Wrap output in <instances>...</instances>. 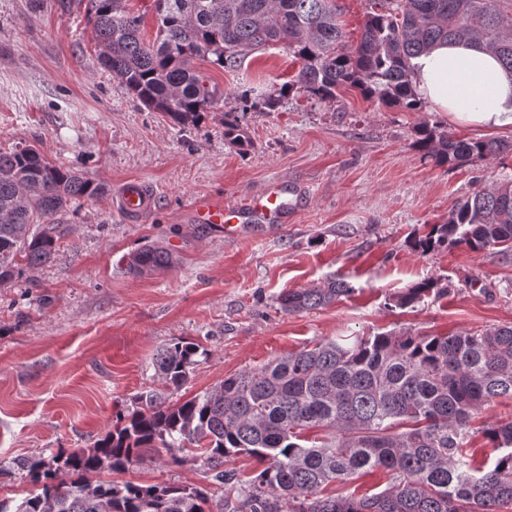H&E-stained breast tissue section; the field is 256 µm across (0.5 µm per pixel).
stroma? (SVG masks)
<instances>
[{
  "label": "stroma",
  "instance_id": "stroma-1",
  "mask_svg": "<svg viewBox=\"0 0 512 512\" xmlns=\"http://www.w3.org/2000/svg\"><path fill=\"white\" fill-rule=\"evenodd\" d=\"M91 8L90 0H0V151L34 146L105 188L65 215L71 231L51 263L0 283L1 502L16 506L39 489L17 460L90 447L137 394L163 389L153 360L174 340L205 351L170 396L180 403L225 376L342 336L512 324V255L462 245L424 256L408 245L476 187L512 177V152L435 165L415 145L417 128L437 121L460 139L512 141V127L483 130L344 89L332 101L292 94L275 111L241 114L250 139L242 152L224 137L237 90L252 89L259 103L292 79L299 60L274 46L235 73L198 62L225 100L178 127L101 68ZM130 180L157 193L147 222H125L113 207ZM273 183L304 191L288 223L248 224L228 238L190 217L198 200L233 205ZM146 245L167 250L171 266L130 270ZM334 278L352 294L297 314L280 310L281 293ZM427 278L442 294L413 308L390 305ZM510 420V398L476 415L477 460L491 452L484 426ZM121 478L223 494L197 463L149 456Z\"/></svg>",
  "mask_w": 512,
  "mask_h": 512
}]
</instances>
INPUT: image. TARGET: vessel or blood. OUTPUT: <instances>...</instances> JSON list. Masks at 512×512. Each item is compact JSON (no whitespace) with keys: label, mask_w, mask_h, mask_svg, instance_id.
Returning <instances> with one entry per match:
<instances>
[{"label":"vessel or blood","mask_w":512,"mask_h":512,"mask_svg":"<svg viewBox=\"0 0 512 512\" xmlns=\"http://www.w3.org/2000/svg\"><path fill=\"white\" fill-rule=\"evenodd\" d=\"M302 191L268 189L248 203L233 207L221 203L201 201L191 209L196 223L217 224L223 227L225 236L235 237L242 233L245 224L259 221L265 224L286 223L295 209ZM156 193L140 182H128L121 186L116 199V210L128 222L145 219L155 208Z\"/></svg>","instance_id":"obj_1"}]
</instances>
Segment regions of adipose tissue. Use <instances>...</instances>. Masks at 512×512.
I'll return each instance as SVG.
<instances>
[{"label": "adipose tissue", "mask_w": 512, "mask_h": 512, "mask_svg": "<svg viewBox=\"0 0 512 512\" xmlns=\"http://www.w3.org/2000/svg\"><path fill=\"white\" fill-rule=\"evenodd\" d=\"M414 64V92L433 110L479 128L512 126V73L489 49L471 41L442 43Z\"/></svg>", "instance_id": "1"}]
</instances>
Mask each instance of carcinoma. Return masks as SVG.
<instances>
[{
  "mask_svg": "<svg viewBox=\"0 0 512 512\" xmlns=\"http://www.w3.org/2000/svg\"><path fill=\"white\" fill-rule=\"evenodd\" d=\"M154 41L122 0H91L90 21L100 64L146 108L184 127L224 100L193 62L226 71L246 55L281 45L301 68L268 97L273 110L291 91L333 100L354 88L366 98L422 110L411 82L412 60L453 40L477 41L512 72V19L501 0H370L360 42L344 50L336 0H155ZM416 145L438 165L460 166L512 151L502 140L454 137L437 122L418 130ZM224 137L243 149L247 133L235 112L224 113ZM103 188L31 146L0 152V281L22 267L51 261L70 226L55 216L79 209ZM422 255L466 245L474 252L512 253V178L476 188L448 220L410 240ZM169 253L145 246L133 269L164 267ZM353 292L328 280L279 296L286 314L326 307ZM442 293L427 279L396 296L403 308ZM200 355L193 342L161 348L154 368L169 390L181 388ZM499 397L512 398V325L446 336L377 333L319 342L229 375L180 404L163 392L135 397L112 429L90 448L23 459L21 469L41 492L0 512H499L512 506V421L492 423L483 436L495 456L475 462L469 423ZM332 431L309 438L310 429ZM147 453L174 465L199 462L224 496L210 507L203 489L171 484L91 480L123 473ZM248 456L261 465L241 479L224 465ZM375 469L387 487L375 494L325 495Z\"/></svg>",
  "mask_w": 512,
  "mask_h": 512,
  "instance_id": "carcinoma-1",
  "label": "carcinoma"
}]
</instances>
